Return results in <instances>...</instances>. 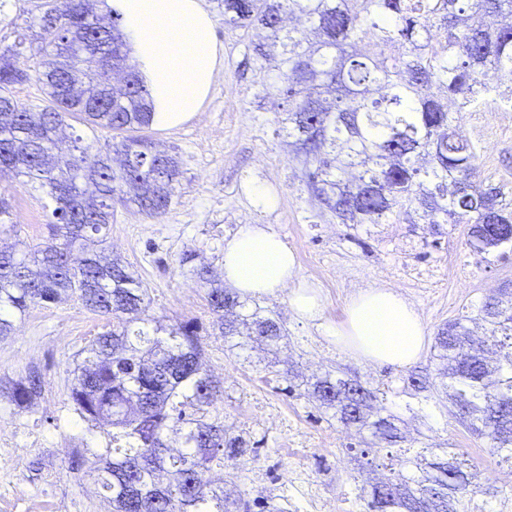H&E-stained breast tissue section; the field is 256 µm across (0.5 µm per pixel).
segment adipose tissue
Wrapping results in <instances>:
<instances>
[{
  "instance_id": "1",
  "label": "adipose tissue",
  "mask_w": 512,
  "mask_h": 512,
  "mask_svg": "<svg viewBox=\"0 0 512 512\" xmlns=\"http://www.w3.org/2000/svg\"><path fill=\"white\" fill-rule=\"evenodd\" d=\"M149 89L154 126L178 127L200 112L224 47L204 0H107ZM224 283L240 295L288 292L294 313L322 335L370 364L404 368L425 348L426 329L415 307L390 288H366L347 301L343 320L327 321L314 284L297 279L293 251L264 224H244L224 243Z\"/></svg>"
}]
</instances>
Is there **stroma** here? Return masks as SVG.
<instances>
[{
  "instance_id": "obj_1",
  "label": "stroma",
  "mask_w": 512,
  "mask_h": 512,
  "mask_svg": "<svg viewBox=\"0 0 512 512\" xmlns=\"http://www.w3.org/2000/svg\"><path fill=\"white\" fill-rule=\"evenodd\" d=\"M216 35L224 45V66L200 112L172 129L149 127L144 136L176 154L182 175L170 208L148 218L116 207L105 254L136 272L149 290L150 316L163 323L196 320L200 326L205 368L223 380L224 395L215 406L224 423L238 422V431L257 453L239 465L238 486L249 496L278 494L289 472L300 471L335 499V512H356L359 496L369 485L360 474L364 462L359 436L347 433L331 414L316 410L307 398L285 394L284 381L269 367V354L229 349L206 301L207 286L179 264L183 251L203 250L220 264L224 242L243 224H266L295 253L297 278L316 284L327 319L342 318L347 299L358 290L387 287L398 291L419 312L428 336L498 289L512 288V253L481 257L467 243L468 225L444 224L437 235L424 236L421 225L388 217L381 224H342L310 195L303 165L290 152L280 130L277 102L265 97L263 72L252 44L260 30H229L215 0H206ZM27 0H8L0 9V49L21 43L15 57L28 81L14 85L20 102L44 105L45 88L33 72L36 60L28 47ZM458 133L474 144L484 184L500 188L512 203V112H462ZM269 185L278 196L270 211L254 208L248 186ZM0 198L7 218L27 243L48 236L53 202L40 190L10 174H0ZM287 330L290 343L278 360L304 377L340 368L386 391L389 411L407 430L420 431L431 443L463 455L476 470L482 487L471 508L482 512L493 471L512 463L490 456L434 400L407 402L401 391L407 370L368 364L322 336L315 326L292 312L287 294L260 299ZM107 320L76 300L31 307L15 323L12 336L0 340V382L22 380L28 371L42 377V393L34 405L20 409L0 401V425L17 428V438L0 444V512H107L94 483L96 459L103 447L99 429L79 419L70 401L77 353ZM313 445L301 448L298 436ZM265 475L255 487L256 472Z\"/></svg>"
}]
</instances>
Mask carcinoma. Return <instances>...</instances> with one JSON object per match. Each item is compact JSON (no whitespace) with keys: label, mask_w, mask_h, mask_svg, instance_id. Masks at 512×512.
Returning <instances> with one entry per match:
<instances>
[{"label":"carcinoma","mask_w":512,"mask_h":512,"mask_svg":"<svg viewBox=\"0 0 512 512\" xmlns=\"http://www.w3.org/2000/svg\"><path fill=\"white\" fill-rule=\"evenodd\" d=\"M224 25L261 27L253 46L260 70L273 75L265 88L286 102L281 123L313 194L343 224H379L420 212L429 234L441 224H481L497 248L512 251V209L500 192L479 180L474 145L456 136L452 112H473L486 98L504 104L512 82V27L488 18L512 14V0H218ZM294 15L305 31L285 30ZM30 27L39 29L35 74L47 104L34 111L10 91L28 79L0 52V173L36 184L56 201L49 237L19 252L0 248V338L35 305L76 298L112 318V328L81 350L70 399L81 420L107 438L96 449L95 482L109 512H285L274 498L247 499L214 487L206 474L220 469L236 483L240 459L250 451L210 409L223 381L202 366L192 320L165 325L149 316L148 289L118 260L102 262L114 205L160 217L176 192V156L131 132L151 125L150 95L130 63L118 19L104 25L89 0H35ZM127 71L116 92L104 59ZM122 136L121 155L92 153L73 139L67 158L55 152L66 119ZM82 257L73 258L74 248ZM186 250L179 263L209 285L206 301L230 349L278 354L288 334L271 311L224 287L221 270ZM491 297L443 325L435 336V376H409L403 393L427 392L494 456L512 461V292ZM486 324L475 348L469 324ZM42 391L31 371L6 392L28 407ZM307 397L331 411L346 429L368 430L377 447L421 445L372 484L365 512H471L480 492L476 474L447 449L437 453L399 429L382 406L384 396L341 369L307 383Z\"/></svg>","instance_id":"cac0c4a2"}]
</instances>
